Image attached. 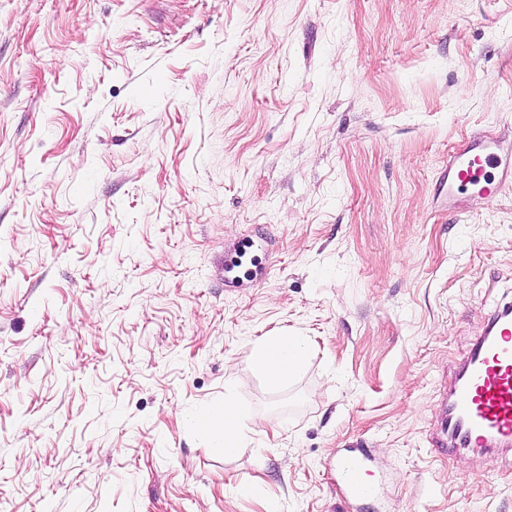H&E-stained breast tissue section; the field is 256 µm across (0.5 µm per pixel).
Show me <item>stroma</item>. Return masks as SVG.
Returning <instances> with one entry per match:
<instances>
[{
	"mask_svg": "<svg viewBox=\"0 0 512 512\" xmlns=\"http://www.w3.org/2000/svg\"><path fill=\"white\" fill-rule=\"evenodd\" d=\"M483 132L512 0H0V512H512V450L430 446L512 292V180L435 189ZM309 349L306 336L296 333L266 336L255 348L252 364L270 383L276 384L298 374ZM240 418V411L224 401V408H213L207 414L196 417L193 422L208 430L212 447L224 448L225 454H231L237 449ZM371 458L364 448H353L336 456V477L345 495L355 501H363L376 492L370 470Z\"/></svg>",
	"mask_w": 512,
	"mask_h": 512,
	"instance_id": "35a3bbf8",
	"label": "stroma"
}]
</instances>
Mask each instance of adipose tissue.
Masks as SVG:
<instances>
[{
  "mask_svg": "<svg viewBox=\"0 0 512 512\" xmlns=\"http://www.w3.org/2000/svg\"><path fill=\"white\" fill-rule=\"evenodd\" d=\"M309 349L307 337L295 333L268 336L255 348L252 364L256 371L275 384L298 374ZM240 418V411L228 403L198 417L196 423L207 429L213 447L230 454L237 448Z\"/></svg>",
  "mask_w": 512,
  "mask_h": 512,
  "instance_id": "1",
  "label": "adipose tissue"
}]
</instances>
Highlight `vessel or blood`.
I'll return each mask as SVG.
<instances>
[{
    "label": "vessel or blood",
    "mask_w": 512,
    "mask_h": 512,
    "mask_svg": "<svg viewBox=\"0 0 512 512\" xmlns=\"http://www.w3.org/2000/svg\"><path fill=\"white\" fill-rule=\"evenodd\" d=\"M512 179V161L502 159L492 139L466 143L448 156V192L475 187L494 196ZM436 448H480L495 452L512 448V301L491 311L485 326L460 367L443 405ZM371 458L353 448L336 457V477L355 501L371 497Z\"/></svg>",
    "instance_id": "vessel-or-blood-1"
}]
</instances>
